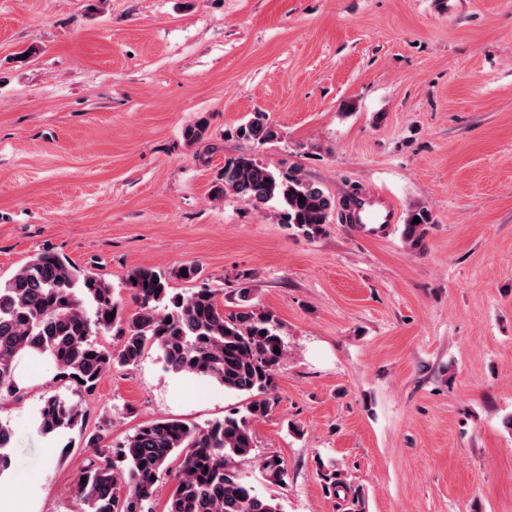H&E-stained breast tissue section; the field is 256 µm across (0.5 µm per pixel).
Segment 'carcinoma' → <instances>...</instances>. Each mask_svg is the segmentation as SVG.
<instances>
[{
    "label": "carcinoma",
    "instance_id": "1",
    "mask_svg": "<svg viewBox=\"0 0 512 512\" xmlns=\"http://www.w3.org/2000/svg\"><path fill=\"white\" fill-rule=\"evenodd\" d=\"M235 136L264 146L280 134L257 112L236 128ZM213 194L235 196L257 209L274 202L282 223L309 239L326 233L336 209V201L318 183L298 171L276 173L253 154L227 160ZM416 217L421 222L413 223ZM428 223L427 211L412 212L406 235L419 240ZM198 275L192 264L173 273L151 266L133 269L123 283L139 306L133 314L125 312L109 282L51 250L0 280V400L16 394V370L27 356L49 358L63 377L91 392L105 374L137 364L151 349L168 370L246 397L244 414L204 427L151 419L116 446L104 429L89 436L91 458L76 483L83 512H147L145 505L163 475L172 481L164 512H282L276 498L258 493L239 474L254 448L250 421L267 416L275 405L270 392L283 358L274 352L284 349L280 325L271 312L249 303L245 288L231 311L224 310L211 288L187 296L172 292V278L194 280ZM112 330L121 339L113 351L94 339ZM85 418L80 405L50 396L39 411L38 428L44 435L57 434L83 425ZM12 438V429L0 423V470L9 466L6 449ZM261 469L269 483L285 481L287 472L275 457L265 458ZM319 472L328 493L350 491L335 464L321 462Z\"/></svg>",
    "mask_w": 512,
    "mask_h": 512
}]
</instances>
